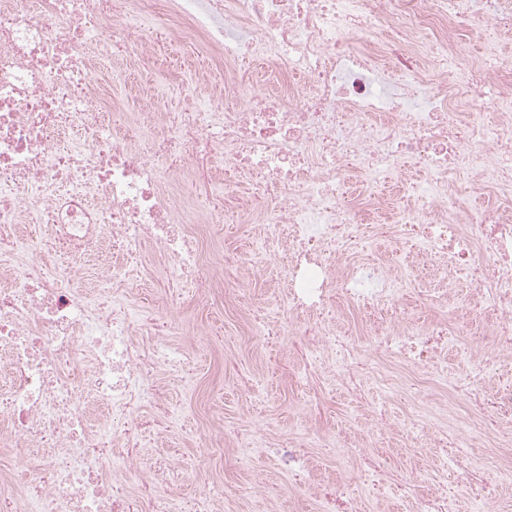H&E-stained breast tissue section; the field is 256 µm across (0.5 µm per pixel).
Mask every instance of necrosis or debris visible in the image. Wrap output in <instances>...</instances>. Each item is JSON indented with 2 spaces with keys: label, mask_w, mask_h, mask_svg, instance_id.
<instances>
[{
  "label": "necrosis or debris",
  "mask_w": 512,
  "mask_h": 512,
  "mask_svg": "<svg viewBox=\"0 0 512 512\" xmlns=\"http://www.w3.org/2000/svg\"><path fill=\"white\" fill-rule=\"evenodd\" d=\"M466 33L488 41L482 58L463 54ZM511 35L512 0H0V448L16 452L0 469V512H223L221 483L182 497L180 461L141 450L150 431L188 433L168 389L193 380L171 313L183 289L229 287L265 345L273 331L244 297L248 276L267 272L287 284L278 311L303 338L307 378L356 394L375 375L414 406L418 381L398 386L393 367L447 380L436 438L406 430L457 486L482 489L474 445L493 447L492 428L512 416V392L480 382L512 360V72L495 49ZM171 39L220 69L198 74L179 112L153 79ZM131 57L135 95L108 99L99 70L122 81L115 64ZM178 177L253 194L187 204ZM469 192L492 201L470 208ZM414 195L425 212L408 206ZM220 221L254 225L253 249L207 247L202 227ZM377 238L417 239L494 312L491 341L464 345L456 377L444 371L453 330L397 318L338 329L340 310L400 297L398 270L365 260ZM146 247L167 300L151 317L128 268ZM482 249L492 264L476 263ZM462 403L473 420L461 426ZM389 426L371 404L337 423L336 443L353 453ZM315 442L235 436L271 500L280 491L264 480V450L304 486ZM363 463L377 499L451 512L447 484L424 493L382 458Z\"/></svg>",
  "instance_id": "necrosis-or-debris-1"
}]
</instances>
